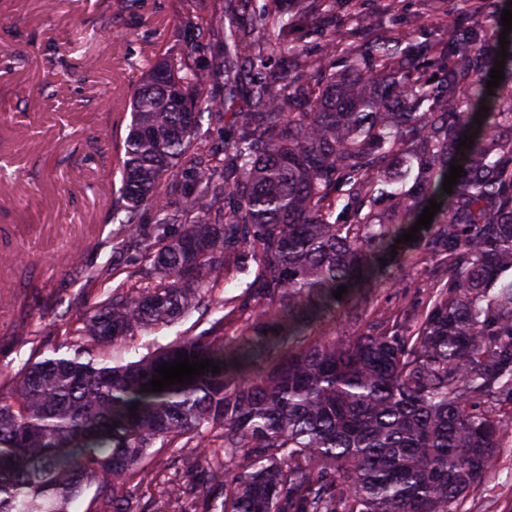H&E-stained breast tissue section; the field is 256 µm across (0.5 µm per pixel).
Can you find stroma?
Instances as JSON below:
<instances>
[{
  "instance_id": "35a3bbf8",
  "label": "stroma",
  "mask_w": 512,
  "mask_h": 512,
  "mask_svg": "<svg viewBox=\"0 0 512 512\" xmlns=\"http://www.w3.org/2000/svg\"><path fill=\"white\" fill-rule=\"evenodd\" d=\"M384 0H359L358 12L337 9L326 19H303L288 34L290 45L316 54L323 47L321 24L336 33L358 30V49L368 55L371 23L417 42L444 45L452 28L478 26L498 37L501 17L512 0H484L483 11L466 16L459 0H398L394 12ZM423 16L434 25L420 27ZM198 39L180 21L179 0H0V255L17 265L0 276V295L16 300V313L0 323V375L16 374L32 348L49 356L64 339L62 319L73 320L97 300L95 291L71 279L59 257L78 254L82 265H108L122 283L132 254L88 237L86 230L108 225L110 206L98 193L113 180V144L130 122L135 81L166 50L180 52ZM257 264L251 254L232 259L223 288L207 315L191 312L168 325L127 338L115 356L136 360L172 342L191 326L209 328L223 319L224 343L245 348L256 342L259 314L267 301L253 288ZM448 277L436 258L424 256L414 268H390L372 294L380 310L424 307L431 285ZM489 474L473 486L466 512H512V432ZM176 449H161L156 469L180 487L203 485L221 503L223 476L205 468L186 469Z\"/></svg>"
}]
</instances>
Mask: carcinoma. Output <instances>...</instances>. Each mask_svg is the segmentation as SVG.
<instances>
[{
  "instance_id": "cac0c4a2",
  "label": "carcinoma",
  "mask_w": 512,
  "mask_h": 512,
  "mask_svg": "<svg viewBox=\"0 0 512 512\" xmlns=\"http://www.w3.org/2000/svg\"><path fill=\"white\" fill-rule=\"evenodd\" d=\"M338 3L358 7L224 0V14L286 36ZM208 9L182 0L190 26ZM221 40L217 55L199 42L141 74L118 146L120 187L100 188L112 248L137 253L130 288L105 289L66 324L65 352L32 354L0 381V512H71L92 485L112 512H130V486L155 480L157 446L193 448L196 462L224 469L220 512H463L509 430L494 408L512 404V43L488 95L501 45L475 27L449 35L452 62L436 87L410 77L429 48L389 31L368 62L344 34H325L319 57L278 42L293 57L288 73L265 70L270 47L233 24ZM338 51L348 71L328 74ZM228 112L236 134L219 152L202 121L221 126ZM470 130L473 144L460 146ZM454 159L465 173L448 194ZM175 183L185 201L173 208ZM339 187L360 202L344 224ZM431 200L441 208L430 227L395 243ZM145 207L181 233H143ZM246 248L268 299L261 328L300 337L287 356L225 348L220 318L138 360L112 358L127 337L207 306L228 275L224 258ZM426 252L450 277L411 319L387 316L383 334L306 336L338 306L363 310L391 266L413 268ZM69 267L88 286L113 276L76 257ZM181 354L220 372L144 391ZM225 457L244 465L226 468Z\"/></svg>"
}]
</instances>
